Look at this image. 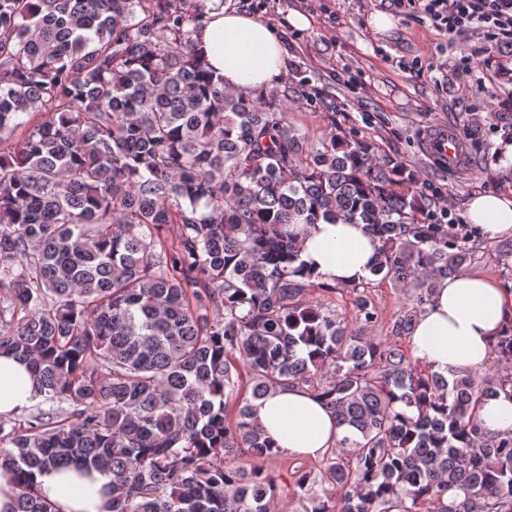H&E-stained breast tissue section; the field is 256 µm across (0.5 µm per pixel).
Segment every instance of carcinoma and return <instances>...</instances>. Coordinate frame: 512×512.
Wrapping results in <instances>:
<instances>
[{"mask_svg":"<svg viewBox=\"0 0 512 512\" xmlns=\"http://www.w3.org/2000/svg\"><path fill=\"white\" fill-rule=\"evenodd\" d=\"M207 0H0V351L41 401L0 420L13 512H59L35 471L99 470L112 512H272L273 444L252 401L302 385L345 434L295 479L304 512H512V328L494 370L421 369L403 339L474 231L435 222L414 168L332 132L309 146L288 96L224 92L195 35ZM36 114L40 120L21 121ZM365 224L369 277L414 290L391 327L311 301L291 224ZM178 225L174 241L169 225ZM483 427L492 432H512V399L505 394L487 398L479 412Z\"/></svg>","mask_w":512,"mask_h":512,"instance_id":"obj_1","label":"carcinoma"}]
</instances>
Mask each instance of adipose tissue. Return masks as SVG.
Listing matches in <instances>:
<instances>
[{"label":"adipose tissue","mask_w":512,"mask_h":512,"mask_svg":"<svg viewBox=\"0 0 512 512\" xmlns=\"http://www.w3.org/2000/svg\"><path fill=\"white\" fill-rule=\"evenodd\" d=\"M197 46L224 89L248 94L272 87L283 67L284 49L272 27L236 9L210 13L197 34ZM466 218L479 233L495 239L512 235V197L473 195ZM299 260L316 279L350 287L368 277L378 244L362 224H305L299 234ZM512 327V293L486 274L464 269L439 282L420 313L410 345L413 357L430 370L477 374L487 366L496 337ZM38 399L27 367L0 352V418ZM252 418L280 452L309 459L322 457L344 430L323 402L303 386L279 388L253 401ZM36 481L62 512H109L110 478L47 469Z\"/></svg>","instance_id":"1"}]
</instances>
